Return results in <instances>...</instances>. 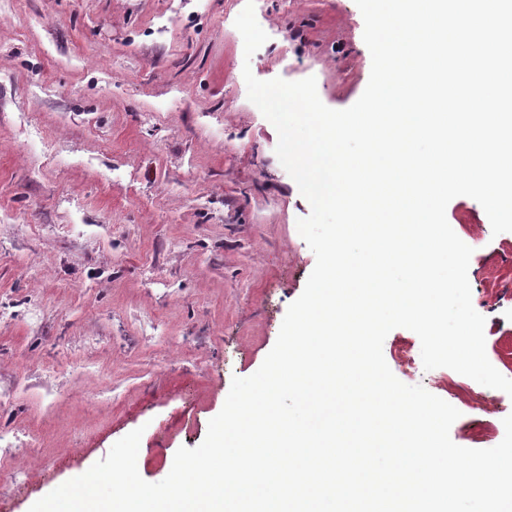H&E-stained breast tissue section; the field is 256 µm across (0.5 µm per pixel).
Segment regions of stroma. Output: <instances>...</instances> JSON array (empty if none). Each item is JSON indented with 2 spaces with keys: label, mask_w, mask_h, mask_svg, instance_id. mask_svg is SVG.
<instances>
[{
  "label": "stroma",
  "mask_w": 512,
  "mask_h": 512,
  "mask_svg": "<svg viewBox=\"0 0 512 512\" xmlns=\"http://www.w3.org/2000/svg\"><path fill=\"white\" fill-rule=\"evenodd\" d=\"M246 0H0V512L85 473L142 429L151 483L205 439L233 377L258 370L316 258L309 202L278 133L249 101L266 81L315 77L353 105L371 54L355 0H255L267 41L245 58ZM486 354L512 378V232L459 196ZM393 374L460 412L452 441L488 449L512 397L392 330Z\"/></svg>",
  "instance_id": "stroma-1"
}]
</instances>
